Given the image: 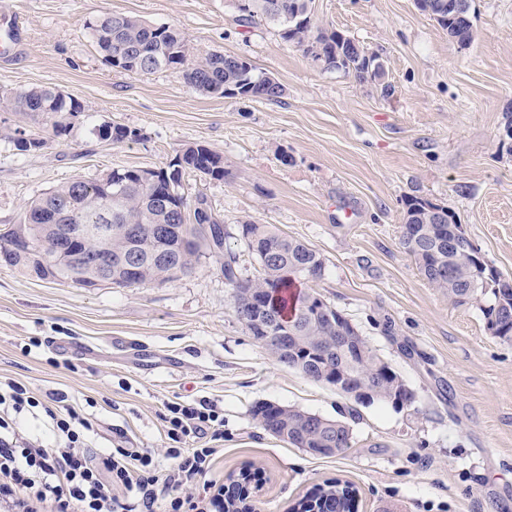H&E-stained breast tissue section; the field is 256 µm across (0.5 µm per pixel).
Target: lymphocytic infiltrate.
Segmentation results:
<instances>
[{
    "mask_svg": "<svg viewBox=\"0 0 512 512\" xmlns=\"http://www.w3.org/2000/svg\"><path fill=\"white\" fill-rule=\"evenodd\" d=\"M52 399L44 407L18 382L0 386V512H155L160 503L167 512H224V487L207 477L224 437L216 404L168 403L170 446L160 459L130 447L120 429L110 448L93 451L90 420L63 394ZM28 407L42 408L50 438L22 435L16 416Z\"/></svg>",
    "mask_w": 512,
    "mask_h": 512,
    "instance_id": "obj_1",
    "label": "lymphocytic infiltrate"
}]
</instances>
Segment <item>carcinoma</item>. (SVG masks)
I'll return each instance as SVG.
<instances>
[{
  "label": "carcinoma",
  "instance_id": "obj_1",
  "mask_svg": "<svg viewBox=\"0 0 512 512\" xmlns=\"http://www.w3.org/2000/svg\"><path fill=\"white\" fill-rule=\"evenodd\" d=\"M310 0H238L240 21L250 23L264 17L276 24L281 39L303 50L313 62L326 70L351 73L361 82L376 81L384 74L379 57L355 40L338 31H325L312 19ZM418 8L448 31V38L461 46L474 38L469 16V0H417ZM88 29L106 64L121 72L152 74L162 69L183 68L185 82L194 91L211 97L275 101L283 88L271 77L255 73L245 58L212 53L200 61L190 60V46L186 35L173 25H153L132 15L105 13L89 23ZM10 111L21 115L32 124L47 125L54 136L61 138L70 131L72 120L84 111L71 94L50 86H32L13 92L0 100ZM110 131L112 143L120 144L141 138L140 132L122 125L101 123L91 129V135L103 139V131ZM183 163V172H192L213 180L224 179V160L207 146L193 143L176 152ZM175 165L168 164L156 170L162 189H167L166 174ZM122 189L105 187L102 179L74 180L59 185L33 199L27 206L29 224H101L103 208L112 202V253L126 250L128 239L118 232L124 225L141 226L137 247L145 254L153 250L151 225L169 226L165 239L169 262L175 263L181 252L189 254L194 264L200 254L212 252L211 240L224 239V224L202 198L189 202L181 193L182 182L172 188V195L188 211L194 222H182L178 213L168 210L164 200L144 186L135 169H125ZM404 225L415 239L402 236V244L414 258L420 272L434 288L448 295L457 304L478 303L487 328H496L499 338L512 342V312L503 314L499 308L506 301L512 308V293L503 291L502 278L488 267L478 253L468 249L436 251L435 242L451 240L461 229L456 216L447 208L422 198L406 203ZM244 251L258 264L255 277H241L238 258L224 261V280L234 288L257 301L262 308L255 317L242 319L249 335L272 347L267 336L288 328L296 335L288 337V351L279 349L272 354L281 363L298 367L305 360L332 368H340L351 380H369L375 371L390 369L369 344L360 337L349 344L341 355H336V329L323 317L329 305L320 295L308 289L295 290V283L322 276L324 261L321 255L306 244L288 237L273 224H256L250 220L240 225ZM10 245L4 263L23 274L40 280H54L77 284L69 270L49 261L50 246H43V255L31 252L14 230L0 234V250ZM179 279L170 267L147 259L135 279L120 273L119 287H131L149 281L161 283ZM398 375L378 384V391L366 398L382 400L399 407L396 394ZM262 427L283 442L315 457H330L320 451L327 437L334 439V447H351L349 426L315 413L301 412L268 403L252 409ZM355 488L338 480L314 487L305 500L298 502L303 512H312L309 503H316L319 512H352Z\"/></svg>",
  "mask_w": 512,
  "mask_h": 512
}]
</instances>
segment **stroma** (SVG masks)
Returning a JSON list of instances; mask_svg holds the SVG:
<instances>
[{"mask_svg": "<svg viewBox=\"0 0 512 512\" xmlns=\"http://www.w3.org/2000/svg\"><path fill=\"white\" fill-rule=\"evenodd\" d=\"M237 0H0V97L46 85L83 105L67 136L42 130L43 150L18 155L9 136L27 120L0 109V229L22 223L39 194L115 169H159L199 142L224 159L223 180L186 174L224 222V252L244 275L241 222L274 224L316 250L311 287L357 325L414 392L412 405L355 404L279 363L239 320L222 258L201 257L171 283L79 288L0 263V382L84 406L93 444L123 429L132 447L164 448L170 401L224 411L209 476L250 473L256 512H289L313 486L342 480L358 512H512V342L474 305L432 288L401 244L405 202L448 207L489 266L512 280V0H470L475 36L462 47L416 0H311L326 30L380 57L381 82L325 70L263 19L243 25ZM104 13L170 24L195 57L247 58L283 88L279 101L208 97L179 69L108 66L87 25ZM389 96H381V85ZM140 140H91L101 122ZM41 346L28 348L29 339ZM273 403L339 419L352 445L309 456L252 415Z\"/></svg>", "mask_w": 512, "mask_h": 512, "instance_id": "1", "label": "stroma"}]
</instances>
